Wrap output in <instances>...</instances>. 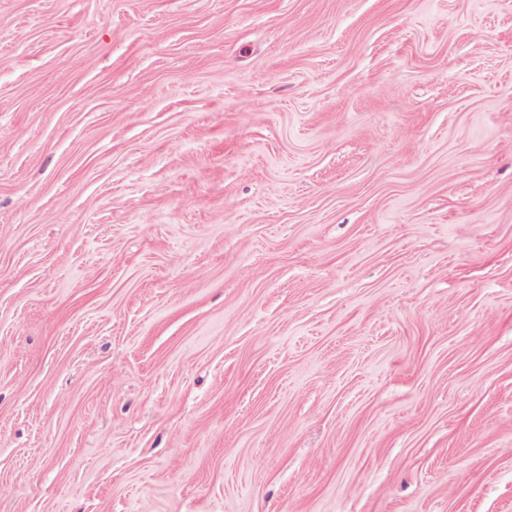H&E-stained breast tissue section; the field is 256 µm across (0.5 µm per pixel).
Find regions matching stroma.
Wrapping results in <instances>:
<instances>
[{"instance_id":"35a3bbf8","label":"stroma","mask_w":512,"mask_h":512,"mask_svg":"<svg viewBox=\"0 0 512 512\" xmlns=\"http://www.w3.org/2000/svg\"><path fill=\"white\" fill-rule=\"evenodd\" d=\"M0 512H512V0H0Z\"/></svg>"}]
</instances>
